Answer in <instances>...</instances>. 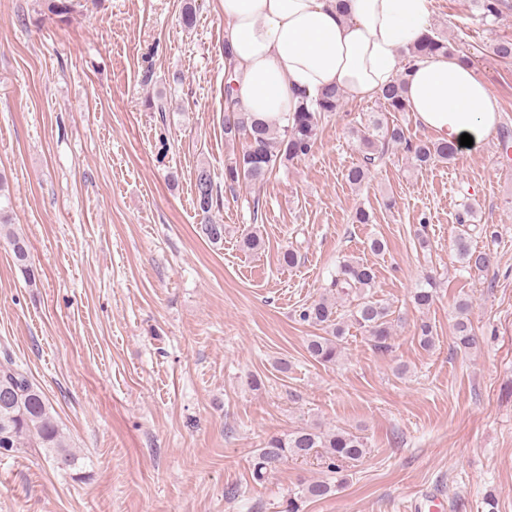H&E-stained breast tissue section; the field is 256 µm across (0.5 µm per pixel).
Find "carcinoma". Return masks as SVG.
<instances>
[{
	"label": "carcinoma",
	"instance_id": "1",
	"mask_svg": "<svg viewBox=\"0 0 512 512\" xmlns=\"http://www.w3.org/2000/svg\"><path fill=\"white\" fill-rule=\"evenodd\" d=\"M42 4L48 14L64 22L81 0H42ZM503 4L504 0H478L482 20H497ZM435 53H450L447 39L428 35L411 49L413 57ZM231 80L229 73L224 95V111L227 112L224 141L241 145L224 167V185L231 191L243 184L260 186L274 171L286 169L288 164L312 154L323 122L341 106L337 91L328 89L312 103L299 102L285 122L275 118L260 120L243 111L239 101L230 96ZM377 100L387 112L407 111L403 83L399 78L383 88ZM352 134L362 153V162L350 167L346 173V180L352 185L364 182L391 148L402 149L413 166L420 169L435 162H446L455 154V148L444 142H414L407 136L405 126L389 123L376 115L370 116ZM194 204L202 215V234L213 244L223 241L224 225L210 220L214 183L210 170L204 166L196 170ZM466 234L463 230L455 238L458 259L470 269L481 271L489 267L493 256L486 251L472 250ZM11 246L16 264L27 278H32L34 270L25 240L14 237ZM373 288L375 272L372 266L353 256L339 261L336 275L325 293L299 313L302 322L324 331V334H316L307 340L306 349L312 359L320 364H334L341 355L345 328L337 321V303L352 293L357 297V304L349 310L348 320L366 334L377 351L390 350L391 310L386 302L374 297ZM435 297L436 282L431 278L412 292V302L421 311L429 309ZM468 309L467 302H459L454 324L456 343L464 349L475 344ZM22 448L45 449L60 469L74 462L73 454L65 449L49 399L28 372L7 355L0 360V455L9 456ZM366 454L365 438L355 432L302 427L269 437L251 461L252 475L255 480L262 481L289 460L306 462L313 457L323 461L330 473L338 474L343 464L358 462ZM340 484V480L301 482L289 493L284 512H300L304 503L334 495Z\"/></svg>",
	"mask_w": 512,
	"mask_h": 512
}]
</instances>
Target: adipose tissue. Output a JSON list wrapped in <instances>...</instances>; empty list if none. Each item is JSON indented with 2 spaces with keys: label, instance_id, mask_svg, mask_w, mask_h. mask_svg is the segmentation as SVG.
<instances>
[{
  "label": "adipose tissue",
  "instance_id": "adipose-tissue-1",
  "mask_svg": "<svg viewBox=\"0 0 512 512\" xmlns=\"http://www.w3.org/2000/svg\"><path fill=\"white\" fill-rule=\"evenodd\" d=\"M232 50V97L260 119L295 112L301 99L336 89L370 99L394 79L407 109L438 140L481 143L500 112L495 91L459 57L407 62L429 35L431 0H220Z\"/></svg>",
  "mask_w": 512,
  "mask_h": 512
}]
</instances>
